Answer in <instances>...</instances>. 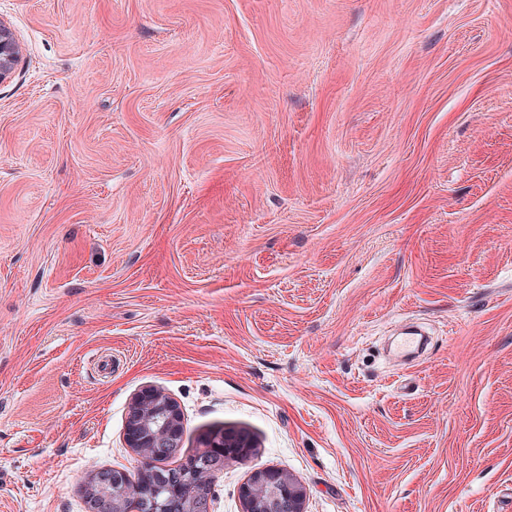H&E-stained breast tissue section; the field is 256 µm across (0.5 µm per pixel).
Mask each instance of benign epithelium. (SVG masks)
<instances>
[{
    "instance_id": "obj_1",
    "label": "benign epithelium",
    "mask_w": 512,
    "mask_h": 512,
    "mask_svg": "<svg viewBox=\"0 0 512 512\" xmlns=\"http://www.w3.org/2000/svg\"><path fill=\"white\" fill-rule=\"evenodd\" d=\"M18 58V47L9 28L0 22V80H4L14 68ZM182 432V417L177 403L159 392L147 388L137 393L131 401L125 438L140 459L149 456L148 449L161 448L171 453L178 450ZM210 468L212 473L224 469V458H191L180 471L184 483L192 482L197 464ZM266 496H257L252 485L245 484L241 490L243 512H304V491L288 474L268 469L260 477ZM86 489L90 501V512H122L115 502V490L127 498L139 497L144 490V481L129 483L115 469L96 471L89 479Z\"/></svg>"
}]
</instances>
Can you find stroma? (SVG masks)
<instances>
[{
    "instance_id": "35a3bbf8",
    "label": "stroma",
    "mask_w": 512,
    "mask_h": 512,
    "mask_svg": "<svg viewBox=\"0 0 512 512\" xmlns=\"http://www.w3.org/2000/svg\"><path fill=\"white\" fill-rule=\"evenodd\" d=\"M0 512L136 471L135 393L305 512H512V0H0ZM432 337L404 365L401 324ZM18 47L9 28L0 22V80H4L14 68Z\"/></svg>"
}]
</instances>
